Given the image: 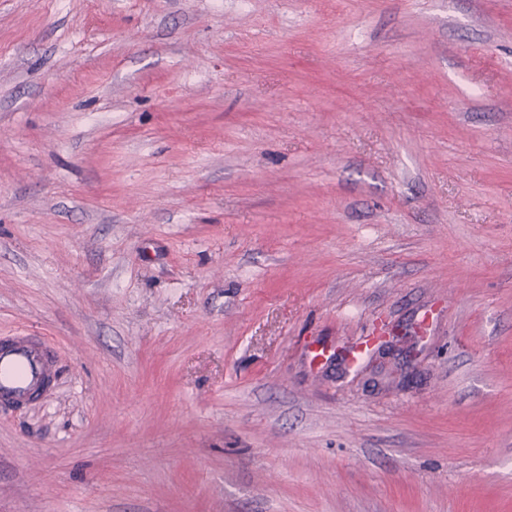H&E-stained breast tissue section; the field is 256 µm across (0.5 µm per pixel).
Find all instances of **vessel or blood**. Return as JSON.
Here are the masks:
<instances>
[{
	"instance_id": "1",
	"label": "vessel or blood",
	"mask_w": 512,
	"mask_h": 512,
	"mask_svg": "<svg viewBox=\"0 0 512 512\" xmlns=\"http://www.w3.org/2000/svg\"><path fill=\"white\" fill-rule=\"evenodd\" d=\"M56 372L42 343L23 336L0 337V407L16 408L37 397Z\"/></svg>"
}]
</instances>
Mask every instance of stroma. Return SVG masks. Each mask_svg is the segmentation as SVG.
I'll return each instance as SVG.
<instances>
[{
  "instance_id": "1",
  "label": "stroma",
  "mask_w": 512,
  "mask_h": 512,
  "mask_svg": "<svg viewBox=\"0 0 512 512\" xmlns=\"http://www.w3.org/2000/svg\"><path fill=\"white\" fill-rule=\"evenodd\" d=\"M0 512H512V0H0ZM57 372L49 350L25 336L0 337V407L17 408L47 389Z\"/></svg>"
}]
</instances>
